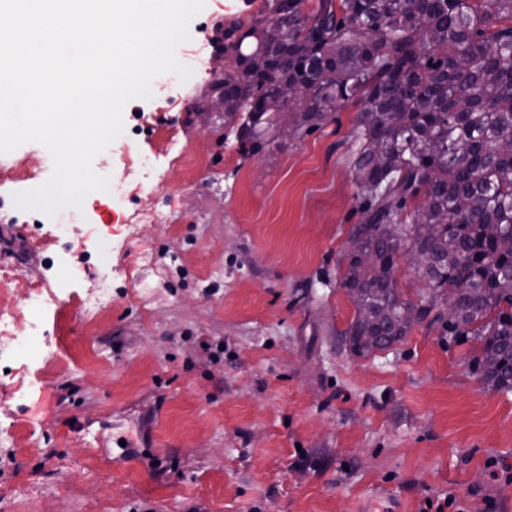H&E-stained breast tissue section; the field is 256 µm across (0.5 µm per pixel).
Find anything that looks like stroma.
Instances as JSON below:
<instances>
[{"label":"stroma","instance_id":"35a3bbf8","mask_svg":"<svg viewBox=\"0 0 512 512\" xmlns=\"http://www.w3.org/2000/svg\"><path fill=\"white\" fill-rule=\"evenodd\" d=\"M263 0H205L177 57L205 80L155 78L93 165L123 181L42 223L15 193L52 173L28 142L0 171V278L55 284L51 363L0 372V512H512V392L488 386L479 345L418 324L365 356L343 333L356 307L340 286L363 215L349 157L355 108L242 150L215 110L225 28ZM157 162L153 196L139 162ZM152 221L133 224L139 209ZM112 301L82 311L101 266Z\"/></svg>","mask_w":512,"mask_h":512}]
</instances>
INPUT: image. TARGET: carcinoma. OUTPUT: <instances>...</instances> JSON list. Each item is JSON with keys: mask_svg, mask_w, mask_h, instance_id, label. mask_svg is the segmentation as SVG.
<instances>
[{"mask_svg": "<svg viewBox=\"0 0 512 512\" xmlns=\"http://www.w3.org/2000/svg\"><path fill=\"white\" fill-rule=\"evenodd\" d=\"M224 58V117L244 144L279 124L285 88L293 135L359 108L350 159L363 223L351 236L364 234L371 258L344 253L350 351L402 341L412 305L419 322L478 341L474 371L512 392V251L501 250L512 153L500 151L512 141V0H264L224 31ZM409 249L426 256L412 266L429 285L416 301L393 280Z\"/></svg>", "mask_w": 512, "mask_h": 512, "instance_id": "carcinoma-1", "label": "carcinoma"}]
</instances>
